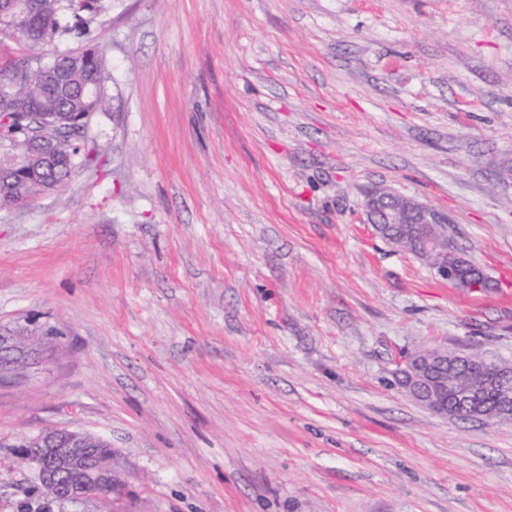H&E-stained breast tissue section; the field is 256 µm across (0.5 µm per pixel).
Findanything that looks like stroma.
<instances>
[{
  "label": "stroma",
  "instance_id": "obj_1",
  "mask_svg": "<svg viewBox=\"0 0 512 512\" xmlns=\"http://www.w3.org/2000/svg\"><path fill=\"white\" fill-rule=\"evenodd\" d=\"M92 154L0 208V512H512V421L398 383L431 348L512 363V0H101ZM446 213L470 290L366 224ZM80 430L122 497L45 496ZM34 354L23 336L11 329H0V379L10 378L25 369Z\"/></svg>",
  "mask_w": 512,
  "mask_h": 512
}]
</instances>
